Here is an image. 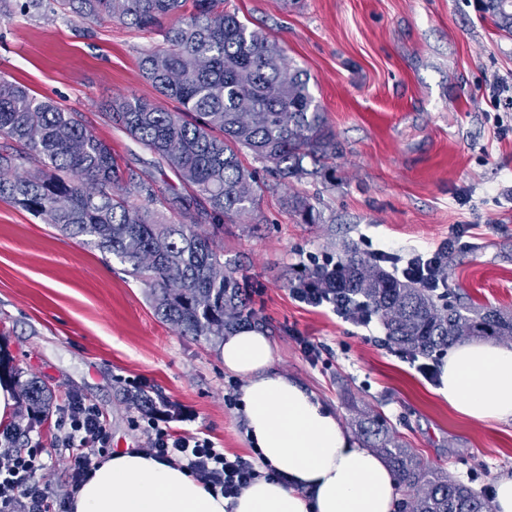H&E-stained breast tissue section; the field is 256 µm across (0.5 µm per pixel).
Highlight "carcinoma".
Returning a JSON list of instances; mask_svg holds the SVG:
<instances>
[{
  "mask_svg": "<svg viewBox=\"0 0 512 512\" xmlns=\"http://www.w3.org/2000/svg\"><path fill=\"white\" fill-rule=\"evenodd\" d=\"M85 22L113 20L162 37L140 68L169 110L139 97L109 104L108 119L194 188L172 194L144 173L119 164L112 146L93 135L83 115L0 78V199H8L60 231L112 255L149 291L156 316L180 334L229 336L251 318L252 295L215 243L223 224L258 210L259 186L242 150L280 180L322 173L336 158V135L309 90L306 72L287 62L280 44L252 29L224 0H53ZM499 29L512 35V0H485ZM164 201L178 218L154 204ZM288 210L304 224L324 223L309 198L291 195ZM347 245L333 266L308 278L341 300L377 316L388 340L412 358H431L470 339L512 338V314L457 304L440 309L438 294L384 269ZM34 414L49 410L52 392L0 355ZM352 425L382 455L409 491L401 512H492L481 492L424 465L380 414L358 412Z\"/></svg>",
  "mask_w": 512,
  "mask_h": 512,
  "instance_id": "cac0c4a2",
  "label": "carcinoma"
}]
</instances>
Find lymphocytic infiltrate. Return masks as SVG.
Masks as SVG:
<instances>
[{
  "label": "lymphocytic infiltrate",
  "mask_w": 512,
  "mask_h": 512,
  "mask_svg": "<svg viewBox=\"0 0 512 512\" xmlns=\"http://www.w3.org/2000/svg\"><path fill=\"white\" fill-rule=\"evenodd\" d=\"M461 230L452 227L447 239L428 249L380 250L375 260L389 264L402 279L421 287L439 290L448 281L441 271V255L459 244ZM145 432L151 454L179 462L209 491L235 497L259 477L255 460L217 448L209 437L161 424L159 416L146 418ZM57 427L68 448V470L73 487H80L91 475L94 460L111 456V435L102 413L78 396L60 412ZM45 448H15L9 433H0V512H70L68 499L52 497L40 475L45 470Z\"/></svg>",
  "instance_id": "f902f5d3"
}]
</instances>
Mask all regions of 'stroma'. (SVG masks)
<instances>
[{"label": "stroma", "mask_w": 512, "mask_h": 512, "mask_svg": "<svg viewBox=\"0 0 512 512\" xmlns=\"http://www.w3.org/2000/svg\"><path fill=\"white\" fill-rule=\"evenodd\" d=\"M260 26L308 74L336 135L330 179L267 178L259 209L216 236L254 298L277 371L313 391L350 425L381 413L424 463L492 495L512 470V423L470 422L448 405L380 320L362 328L329 307L296 301L286 278L339 261L345 244L366 255L438 244L453 226L466 247L445 260L452 303L512 312V37L481 0H224ZM162 38L114 21L84 23L45 9L0 19V77L82 113L121 164L184 195L154 155L105 116L112 97L158 94L140 59ZM310 197L322 224L284 205ZM314 338L307 355L301 337ZM220 339L184 336L154 313L146 286L82 238L0 200V352L52 390L48 417L19 402L29 446L50 449L44 479L70 496L68 452L55 442L57 410L77 395L104 415L113 450L146 448L128 387L162 397L174 426L202 431L224 450L251 454Z\"/></svg>", "instance_id": "1"}]
</instances>
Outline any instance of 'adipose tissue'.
<instances>
[{
  "instance_id": "adipose-tissue-1",
  "label": "adipose tissue",
  "mask_w": 512,
  "mask_h": 512,
  "mask_svg": "<svg viewBox=\"0 0 512 512\" xmlns=\"http://www.w3.org/2000/svg\"><path fill=\"white\" fill-rule=\"evenodd\" d=\"M220 353L225 369L244 381L239 409L262 476L227 499L178 464L117 451L95 465L71 512H398V482L386 461L313 392L275 370L264 332L226 336ZM439 390L471 421L512 422V348L480 340L456 345Z\"/></svg>"
}]
</instances>
